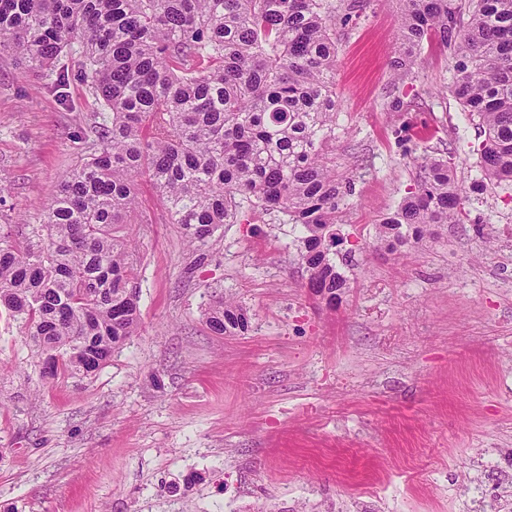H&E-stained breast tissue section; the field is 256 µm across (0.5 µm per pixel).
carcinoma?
I'll list each match as a JSON object with an SVG mask.
<instances>
[{"label":"carcinoma","mask_w":512,"mask_h":512,"mask_svg":"<svg viewBox=\"0 0 512 512\" xmlns=\"http://www.w3.org/2000/svg\"><path fill=\"white\" fill-rule=\"evenodd\" d=\"M399 0L400 37L449 49V90L478 118L481 178L512 183V0ZM333 0H0V54L77 77L111 114L99 148L62 174L43 223L0 225V308L22 323L39 374L90 377L139 328L137 272L119 235L147 176L198 251L242 204L305 232L307 288L334 300L347 281L330 257L332 227L352 192L336 172ZM417 191L379 222L398 252L436 224L464 223L451 157H415ZM218 335L245 333L232 298L206 316Z\"/></svg>","instance_id":"1"}]
</instances>
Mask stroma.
<instances>
[{"label":"stroma","instance_id":"stroma-1","mask_svg":"<svg viewBox=\"0 0 512 512\" xmlns=\"http://www.w3.org/2000/svg\"><path fill=\"white\" fill-rule=\"evenodd\" d=\"M397 0L336 22L338 170L356 168L334 230L348 280L306 287L301 227L247 213L193 263L152 183L133 242L140 328L95 377L47 383L0 311V512H502L512 502V186L470 192L478 130L448 93L452 59L424 39L413 74ZM0 55L1 224H39L90 151L101 107L76 78ZM452 156L466 223L404 256L377 225L416 189L415 156ZM247 308L241 336L210 306ZM456 499H449V492ZM206 322L218 335L245 333L249 329L246 309L233 298L217 301L207 313Z\"/></svg>","mask_w":512,"mask_h":512}]
</instances>
